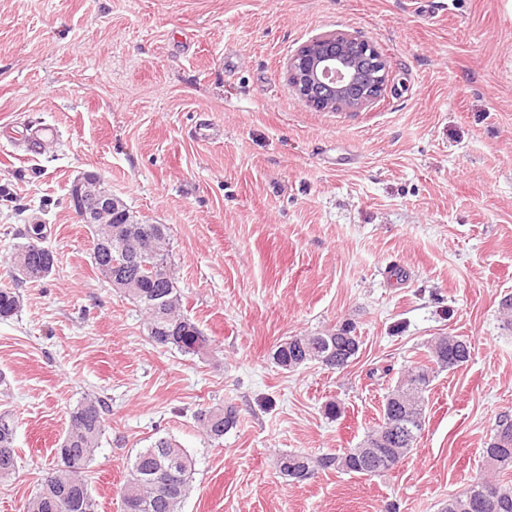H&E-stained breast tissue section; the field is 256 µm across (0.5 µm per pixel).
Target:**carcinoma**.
Listing matches in <instances>:
<instances>
[{"instance_id":"obj_1","label":"carcinoma","mask_w":512,"mask_h":512,"mask_svg":"<svg viewBox=\"0 0 512 512\" xmlns=\"http://www.w3.org/2000/svg\"><path fill=\"white\" fill-rule=\"evenodd\" d=\"M93 240L92 263L107 278L115 271L133 283L123 292L145 315L151 341L162 348L175 349L183 355L199 356L207 351L209 339L196 323L181 312V294L170 263L169 227L165 224H90ZM46 226L31 224L23 236L27 242L16 248L11 263L25 274H17L15 283L40 281L53 271L55 256L43 249ZM21 306L19 292L0 289V319L17 314ZM360 342L354 328H338L304 336H290L273 353L275 364L285 370L308 365L342 369L352 363ZM471 344L459 336H438L428 345L424 359L407 370L399 383L388 392L383 404L382 423L373 427L359 446L341 453L313 457L302 452H288L279 457L280 473L291 481H302L317 471H336L376 476L397 466L414 448L417 439L407 441L387 431L395 420L421 434L424 423L425 392L433 368L454 370L469 361ZM104 402L86 398L70 412L69 425L55 448L56 465L49 469L26 512H98L86 470L93 460L105 431ZM194 418L213 440L236 426L238 410L233 405L198 409ZM16 423L8 414L0 416V478L17 469L15 448ZM493 471L466 492L448 497L441 512H512V484L499 479L512 468V415H500L493 434L483 450ZM193 460L176 440L160 437L134 456L126 482L121 486L123 512H180L189 490ZM176 478L168 489L160 481L169 470ZM494 491L493 506L484 507L482 491Z\"/></svg>"}]
</instances>
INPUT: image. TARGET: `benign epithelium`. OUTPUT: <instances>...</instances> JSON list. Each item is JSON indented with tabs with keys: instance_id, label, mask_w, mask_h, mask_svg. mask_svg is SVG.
Listing matches in <instances>:
<instances>
[{
	"instance_id": "7a95c632",
	"label": "benign epithelium",
	"mask_w": 512,
	"mask_h": 512,
	"mask_svg": "<svg viewBox=\"0 0 512 512\" xmlns=\"http://www.w3.org/2000/svg\"><path fill=\"white\" fill-rule=\"evenodd\" d=\"M355 39L344 31L332 32L303 46L305 55L290 59L288 82L312 107L357 112L381 96L389 81L387 60L371 45L381 71L357 66L345 53V45ZM68 202L82 224L124 223L117 198L96 173H84L72 182Z\"/></svg>"
}]
</instances>
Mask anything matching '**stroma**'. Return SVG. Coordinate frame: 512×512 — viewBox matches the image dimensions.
<instances>
[{"label":"stroma","mask_w":512,"mask_h":512,"mask_svg":"<svg viewBox=\"0 0 512 512\" xmlns=\"http://www.w3.org/2000/svg\"><path fill=\"white\" fill-rule=\"evenodd\" d=\"M336 30L390 67L358 112L315 110L287 81L289 58ZM40 125L59 137L34 151ZM86 172L137 222L169 227L203 357L155 346L94 269L67 201ZM35 222L56 263L0 320L19 456L0 512H26L89 395L107 405L87 472L98 512H123L129 459L163 436L194 461L182 512H440L485 474L512 413V0H0V287ZM345 324L361 341L347 368L274 363L288 337ZM448 335L471 359L436 375L395 468L280 474L282 452L355 447ZM225 403L238 423L210 440L194 413Z\"/></svg>","instance_id":"1"}]
</instances>
